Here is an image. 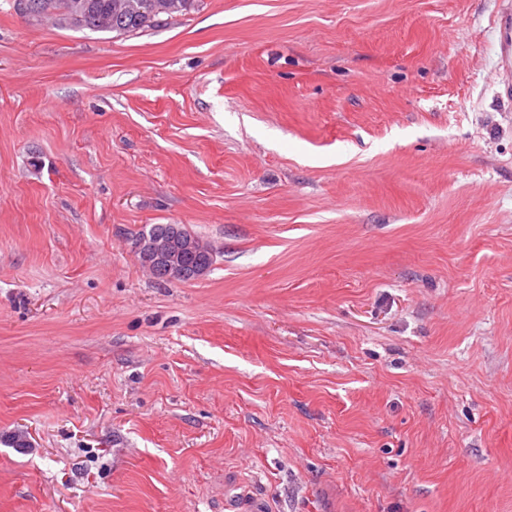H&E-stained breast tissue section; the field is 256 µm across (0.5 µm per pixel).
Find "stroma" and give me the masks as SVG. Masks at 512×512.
Wrapping results in <instances>:
<instances>
[{"label":"stroma","mask_w":512,"mask_h":512,"mask_svg":"<svg viewBox=\"0 0 512 512\" xmlns=\"http://www.w3.org/2000/svg\"><path fill=\"white\" fill-rule=\"evenodd\" d=\"M500 8L0 0V512H512ZM46 13L61 15L70 21L60 26L86 28L118 35L147 31L155 27L160 16L173 17L194 7L196 0H42ZM162 9V10H161ZM106 18L109 25L99 21ZM186 232L189 231L181 224H154L147 233L149 237L145 236L135 244L136 239L146 233L143 231L134 236V252L143 257L148 265L153 263L164 264L172 275L179 276L183 273L181 266L182 253L198 250L197 242L194 239L190 237L182 238ZM153 236L162 239L168 238L171 241H162ZM178 239H180L178 243L173 241Z\"/></svg>","instance_id":"obj_1"}]
</instances>
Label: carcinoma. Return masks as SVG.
<instances>
[{
    "mask_svg": "<svg viewBox=\"0 0 512 512\" xmlns=\"http://www.w3.org/2000/svg\"><path fill=\"white\" fill-rule=\"evenodd\" d=\"M48 13L69 18L66 25L119 35L143 32L155 27L159 17H173L190 10L196 0H44ZM187 229L182 224H154L148 235L178 240ZM207 262L198 251L183 260L186 275L183 281L196 278L195 269Z\"/></svg>",
    "mask_w": 512,
    "mask_h": 512,
    "instance_id": "carcinoma-1",
    "label": "carcinoma"
}]
</instances>
